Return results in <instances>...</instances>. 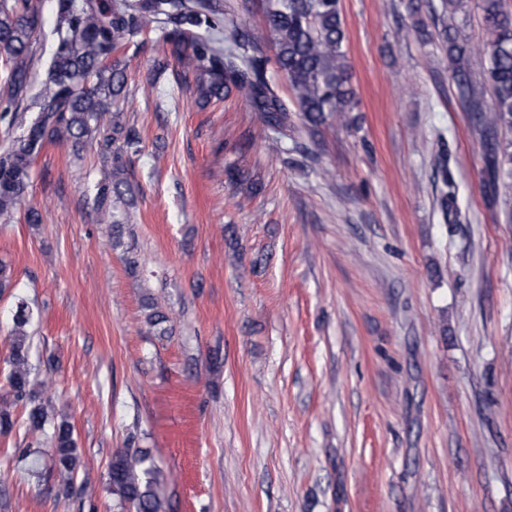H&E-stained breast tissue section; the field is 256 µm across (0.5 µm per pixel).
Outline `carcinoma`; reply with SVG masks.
<instances>
[{
	"label": "carcinoma",
	"instance_id": "carcinoma-1",
	"mask_svg": "<svg viewBox=\"0 0 512 512\" xmlns=\"http://www.w3.org/2000/svg\"><path fill=\"white\" fill-rule=\"evenodd\" d=\"M486 32L483 49L489 56L486 83H473L467 58L469 49L459 41L458 28L443 27L438 36L448 56L451 77L461 99L475 109L481 129L494 138L499 129L512 131V11L506 0H480ZM56 43L44 65V78L36 111L21 107L33 67L34 44L39 29V9L34 0H0V66L6 91L3 116L18 130L0 154V221L7 224L27 193L30 169L44 146L64 138L79 150L96 141L103 159L111 164V177L96 185L94 208L101 224L120 228L113 201L133 193L125 178L126 153L138 152L140 137L126 125L121 113L107 105L127 95L125 53L133 38L148 29L162 30L172 46L180 75H194L206 99L218 101L232 91L264 116L261 134L286 138L295 132L294 119L315 130L353 110L345 50L346 32L340 0H263V21L275 47V63L288 78L296 111L277 94L268 76V58L262 37L244 30L234 43L222 47L219 40L197 33L216 27L218 10L212 0H55ZM493 107L481 108L484 92ZM508 143H489L486 167L491 179L512 177V151ZM145 321L164 334L169 316L151 301L144 304ZM30 323L27 304L21 300L13 317L7 363L8 392L0 397V434L17 425L13 407L29 403L27 433L42 447L26 449L24 470L40 473L43 458H51L60 476L70 481L81 466V452L69 420L50 414L35 403L31 379ZM158 468L142 450L114 452L108 467V484L116 496L115 507L135 512H167L158 492Z\"/></svg>",
	"mask_w": 512,
	"mask_h": 512
}]
</instances>
